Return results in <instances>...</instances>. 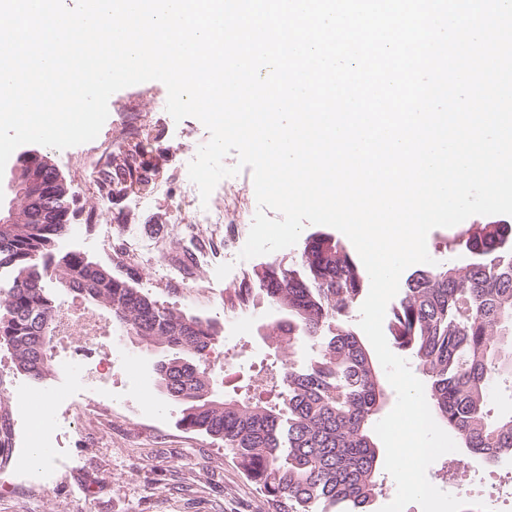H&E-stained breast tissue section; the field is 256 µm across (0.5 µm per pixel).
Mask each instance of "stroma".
<instances>
[{"mask_svg":"<svg viewBox=\"0 0 512 512\" xmlns=\"http://www.w3.org/2000/svg\"><path fill=\"white\" fill-rule=\"evenodd\" d=\"M166 91L156 80L117 91L98 135L99 141L110 140L133 116L145 124L147 152L138 172L160 185L146 200L133 191L103 193L98 169L88 166L91 144L64 150L38 146L71 188L70 228L54 250L110 267L160 304L214 323L221 337L209 360L213 390L221 397L232 392L222 382L224 369H231L238 384L254 386L261 365L276 356L262 339L276 312L258 304L232 319L224 308L226 290L268 263L291 265L301 248L242 260L243 241L224 248L215 243L213 225L176 223L187 201L180 172L209 133L196 118L177 122L154 111V95ZM130 238L142 258L116 261ZM187 253L192 261H184ZM113 352L132 353L134 364L114 369L111 416H78L73 408L49 401L40 425L46 436L61 435L64 444L42 475L40 491L30 487L29 472L0 463V512H267L264 497L223 442L183 429L180 406L162 396L154 382L159 351L121 336Z\"/></svg>","mask_w":512,"mask_h":512,"instance_id":"obj_1","label":"stroma"}]
</instances>
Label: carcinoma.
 <instances>
[{
    "instance_id": "obj_1",
    "label": "carcinoma",
    "mask_w": 512,
    "mask_h": 512,
    "mask_svg": "<svg viewBox=\"0 0 512 512\" xmlns=\"http://www.w3.org/2000/svg\"><path fill=\"white\" fill-rule=\"evenodd\" d=\"M135 145L104 174L102 188L141 189L133 176ZM44 176L57 181L59 203L70 187L47 160ZM68 224H37L19 205L0 224V268L13 273L0 299V346L34 381L52 370L51 345L61 309L71 295L104 307L112 327L142 347L166 351L155 381L181 406L185 429L221 440L269 512H376L381 494L371 425L385 389L367 344L349 325L366 276L352 253L331 235L305 243L297 268L271 262L227 291L228 308L260 299L280 318L262 335L285 354L307 341L321 347L303 368L282 358L265 373L262 390L219 398L211 392L209 352L214 324L161 305L75 253L56 255L55 239ZM473 261L415 271L387 323L394 347L413 358L426 380L432 414L454 430L473 456L494 464L512 457V411L488 418L497 380L512 375V224L479 221L454 237Z\"/></svg>"
}]
</instances>
